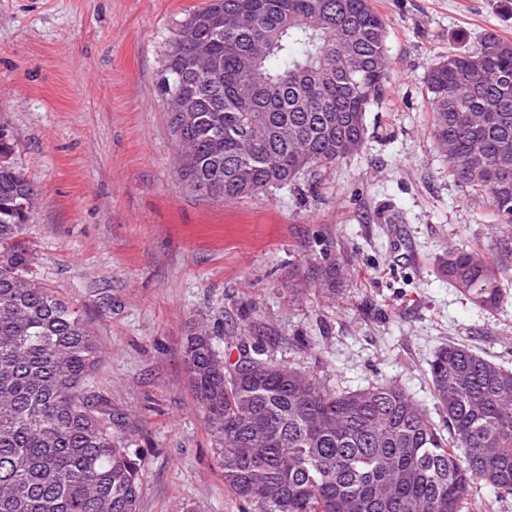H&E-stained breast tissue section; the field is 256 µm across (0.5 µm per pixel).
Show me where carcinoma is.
Returning <instances> with one entry per match:
<instances>
[{
  "label": "carcinoma",
  "mask_w": 512,
  "mask_h": 512,
  "mask_svg": "<svg viewBox=\"0 0 512 512\" xmlns=\"http://www.w3.org/2000/svg\"><path fill=\"white\" fill-rule=\"evenodd\" d=\"M171 41L161 91L177 171L196 196L226 204L297 184L359 152L366 113L388 79L387 31L374 0H207ZM211 43L219 68L192 65ZM431 135L448 176L484 195L491 227L512 224V43L487 35L426 77ZM0 137V512H139L140 459L112 433L88 382L97 346L69 303L29 283L18 244L36 199ZM448 284L486 310L508 299L500 262L462 244L437 258ZM334 260L314 267L336 295ZM183 364L219 441L224 487L258 512H465L472 485L512 497V370L464 344L429 363L441 417L399 385L329 388L241 344L221 357L207 331Z\"/></svg>",
  "instance_id": "obj_1"
}]
</instances>
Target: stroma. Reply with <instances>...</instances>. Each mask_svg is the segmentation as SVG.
Here are the masks:
<instances>
[{
	"label": "stroma",
	"instance_id": "obj_1",
	"mask_svg": "<svg viewBox=\"0 0 512 512\" xmlns=\"http://www.w3.org/2000/svg\"><path fill=\"white\" fill-rule=\"evenodd\" d=\"M204 0H0V127L35 185L24 277L76 308L99 346L91 385L141 460L139 512H241L184 370L262 340L327 386L400 385L433 408L435 350L512 368V300L485 311L436 272L448 247L503 259L488 200L448 176L425 78L448 54L512 41V0H375L391 61L363 148L316 188L232 204L191 193L159 90L170 41ZM340 265L335 297L312 266ZM512 290V258L503 259Z\"/></svg>",
	"mask_w": 512,
	"mask_h": 512
}]
</instances>
